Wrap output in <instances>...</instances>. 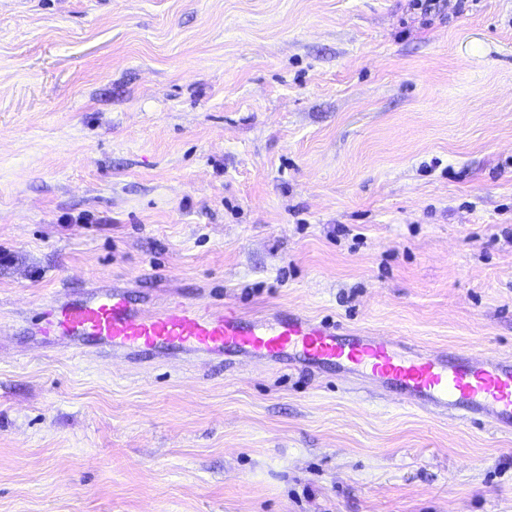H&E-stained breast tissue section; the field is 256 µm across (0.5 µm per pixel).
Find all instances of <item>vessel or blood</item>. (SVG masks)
<instances>
[{
  "label": "vessel or blood",
  "mask_w": 512,
  "mask_h": 512,
  "mask_svg": "<svg viewBox=\"0 0 512 512\" xmlns=\"http://www.w3.org/2000/svg\"><path fill=\"white\" fill-rule=\"evenodd\" d=\"M47 330L77 344L104 341L112 353L139 360L159 349L245 356L269 364L308 362L343 368L425 412L458 414L472 423L512 431V356L477 358L467 350H420L400 336H350L336 324L299 314L247 319L225 303L177 301L131 306L123 289H97L79 304L51 298Z\"/></svg>",
  "instance_id": "vessel-or-blood-1"
}]
</instances>
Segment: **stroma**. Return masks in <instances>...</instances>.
<instances>
[{
  "label": "stroma",
  "mask_w": 512,
  "mask_h": 512,
  "mask_svg": "<svg viewBox=\"0 0 512 512\" xmlns=\"http://www.w3.org/2000/svg\"><path fill=\"white\" fill-rule=\"evenodd\" d=\"M112 287L512 355V0H0V512H512L511 432L41 333Z\"/></svg>",
  "instance_id": "35a3bbf8"
}]
</instances>
